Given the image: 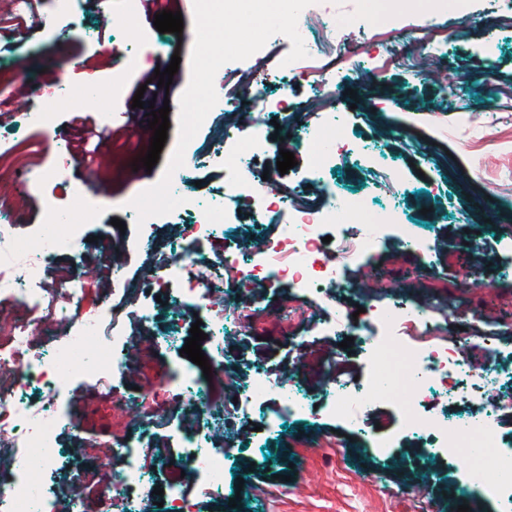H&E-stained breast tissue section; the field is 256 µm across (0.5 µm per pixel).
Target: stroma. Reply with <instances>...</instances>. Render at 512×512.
<instances>
[{
	"instance_id": "1",
	"label": "stroma",
	"mask_w": 512,
	"mask_h": 512,
	"mask_svg": "<svg viewBox=\"0 0 512 512\" xmlns=\"http://www.w3.org/2000/svg\"><path fill=\"white\" fill-rule=\"evenodd\" d=\"M362 0H320L338 19L339 52L334 65L316 58L296 61L304 76L293 85L273 73L275 60L291 49L288 39L272 36L251 57L226 63L227 73H270L264 87L242 86L235 111H217L212 126L197 138V152H207L216 129L232 116L252 110L258 92L269 98L287 97L284 112H265L261 123L277 121L278 139L269 142L263 167L276 172L282 149L305 124L322 119L327 100L346 115L342 127L350 140L359 142L364 159H336L327 178L336 191L365 196L374 208L392 207L401 223L413 224L427 248L419 252L398 241L382 244L368 258L378 270L365 279L356 264L344 267L346 288L331 289L332 305H320L295 294L288 285L260 281L247 285L228 283L225 294L212 298L213 308L231 307L234 323L223 345L206 346L208 359H222L224 375L213 376L194 391H178L176 368H191L178 347L160 346L159 336L185 337L191 325L183 318L175 292L152 288V255L136 246V218L128 199L156 184L178 139L179 100L191 77L190 56L195 43L194 14L184 0H171L168 9L181 12V34L161 33L139 20L126 35L102 26L100 15L124 11V0H98L85 13V31L66 37L53 35L50 7H42L41 28L35 34L19 29L11 51L0 53V135L10 151L0 156V213L18 231L32 235L45 227L46 202L22 190L17 164L34 168L35 152L50 151L44 162L53 167L62 143H77L74 115L91 112L100 118L123 113L133 136L132 148H113L102 158L103 177L110 193H78L84 168L80 160L68 166L58 188L73 200L71 223L80 225L88 242L82 257L58 259L48 277L49 287H59L72 269H85L78 307L91 312L112 292L111 268L124 269L127 292L137 301L152 303L153 323L137 322L132 306L122 309L124 327L122 368L113 374L108 389L93 385L90 376L73 375L61 383L63 419L57 429L63 465L46 473L50 493L69 497L73 486L89 495V512H96L94 498L101 480V464L114 456L137 421L149 428L140 444V461L150 469L146 494L139 504L152 512H171V502H159L157 489L180 490L192 512H457L468 505L471 512H507L497 500L476 496L469 480V461L424 455L423 440L404 432L390 400L396 390L382 387L370 407L361 412L369 430L355 429L349 421L326 412L330 375L345 382L366 375L359 343L342 347L344 334L327 332L324 321L332 314L344 316V333L357 331L366 320L365 310L396 293L410 304L427 309L440 329L442 344L456 348L471 368L483 371L488 351H495L500 371L490 388L500 396L495 409L507 436L512 437V407L503 403L512 396V335L504 320L512 313V25L497 24V16L512 10V0H464L469 26L443 16L446 0H391L399 20L388 26L363 25ZM443 47L442 62L421 56L410 62L397 49L427 42ZM143 45L151 57L138 67L126 68L114 58L121 44ZM181 62L169 88H157L155 108L169 107V129L160 158L153 169L140 168L152 141L145 109L134 107V84L156 67H167L172 55ZM82 62L107 85L117 71H124L121 95H98L88 107L83 81L72 77L59 63ZM67 85L74 93L59 107L51 127L40 138L18 132V97L43 100L45 92ZM96 208L94 220L85 221L80 209ZM225 226L224 237L241 251H256L271 235V224L252 222V203L241 199ZM122 227H114L113 219ZM494 269L496 284L483 288L462 285L467 268ZM494 333L495 348L483 342ZM252 370L288 378L293 392L310 408L290 415L284 427L266 430V409H243L235 398ZM215 415L208 431L213 447L232 443L237 454L224 478L223 488L205 490L193 469H182L187 458L184 441L200 428L201 412ZM387 447H380V440ZM165 445L173 466L159 465L158 445Z\"/></svg>"
}]
</instances>
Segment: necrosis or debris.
<instances>
[{
  "instance_id": "4bbe7bcc",
  "label": "necrosis or debris",
  "mask_w": 512,
  "mask_h": 512,
  "mask_svg": "<svg viewBox=\"0 0 512 512\" xmlns=\"http://www.w3.org/2000/svg\"><path fill=\"white\" fill-rule=\"evenodd\" d=\"M306 25L300 30L309 56L331 61L336 52V24L314 7L303 11ZM299 147L316 146L312 160L314 173L326 170L337 157H358L360 146L351 142L332 123L307 127L297 136ZM220 165L224 168V195L220 201L203 206L198 199L180 205V212L192 215L177 245L155 261L159 288L175 287L186 319H193L206 305L207 298L223 287L225 273L238 281L261 280L269 285H290L305 299L325 304L326 285L342 286L344 262L363 261L388 234L399 242L415 247L418 238L411 225H363L351 233L353 219L366 211L361 198L337 197L330 183H323L319 195L312 196L279 183L275 178L259 179L258 161L266 148L261 123L229 124L221 139L214 141ZM60 160L53 168L38 172L24 171L28 191L43 195L48 202L49 226L28 238L17 235L14 225L0 224V297L19 301L28 309L48 310V317L38 323L30 319H0V454L16 459L19 472L6 492L0 493V512H83V498L74 496L59 505L42 481L33 479L32 471L51 469L57 460L55 429L60 419L59 401L54 395L58 381L76 368L93 371L101 386H108L112 374L123 362L124 337L115 326L119 313L114 303H104L93 315H82L76 307L80 273H72L56 291L42 286L45 275L60 255L78 256L84 239L77 225L68 221L70 209L60 204L54 189L64 178L71 159L67 148H60ZM253 197L255 222L274 218L280 229L265 239L259 252L245 255L225 247L222 266L207 279L196 270L208 265L204 243L218 239L223 224L239 195ZM336 230L339 250L335 258H326L322 238L326 230ZM68 327L67 341H58L54 325ZM437 327L425 312L391 295L371 306L365 322L363 343L368 362L393 359L392 376L404 378L406 395L395 397L405 431L430 439L431 451L455 457L467 451L470 481L485 496L512 497V456L499 454L501 435L493 411L483 403L482 394L490 378L474 373L458 351L436 343ZM414 342L405 353L397 347L406 337ZM380 371L368 380L334 386L326 410L348 418L365 405L372 391L378 390ZM47 392L41 403L26 400L31 389ZM440 393L450 405L462 407L464 416L452 423L431 413L430 395ZM242 401L265 404L275 401L289 412L303 413L305 404L293 400L285 378L261 371L252 372L241 393ZM192 448L186 463L202 475L208 488L224 484V470L233 448L208 447L202 434L188 436ZM137 437H129L104 469L103 485L97 498L103 512H137V489L144 484V470L138 460ZM494 461L499 478L487 482L484 468Z\"/></svg>"
}]
</instances>
